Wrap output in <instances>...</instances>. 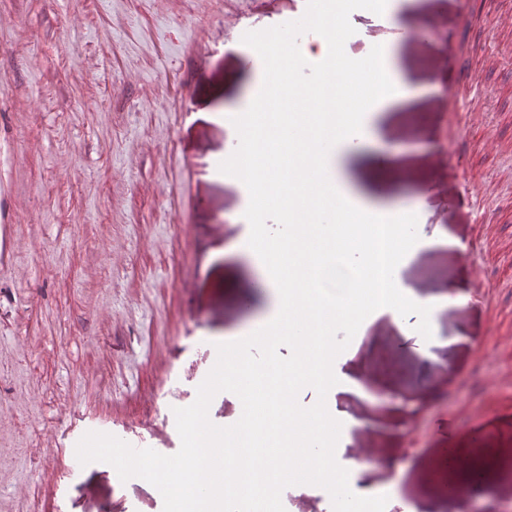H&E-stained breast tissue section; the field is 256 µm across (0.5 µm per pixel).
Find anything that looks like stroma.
Listing matches in <instances>:
<instances>
[{
    "instance_id": "1",
    "label": "stroma",
    "mask_w": 512,
    "mask_h": 512,
    "mask_svg": "<svg viewBox=\"0 0 512 512\" xmlns=\"http://www.w3.org/2000/svg\"><path fill=\"white\" fill-rule=\"evenodd\" d=\"M395 10L390 25L353 11L345 48L388 47L414 102L373 105L341 164L367 205L451 243L395 270L437 299L431 339L375 312L343 352L363 390L327 395L336 458L385 512H512V26H467L460 0ZM302 15V0H0V512H163L147 481L72 466L66 437L82 422L175 454L168 411L195 401L217 343L269 317L236 248L249 195L218 169L224 110L260 77L243 35Z\"/></svg>"
}]
</instances>
